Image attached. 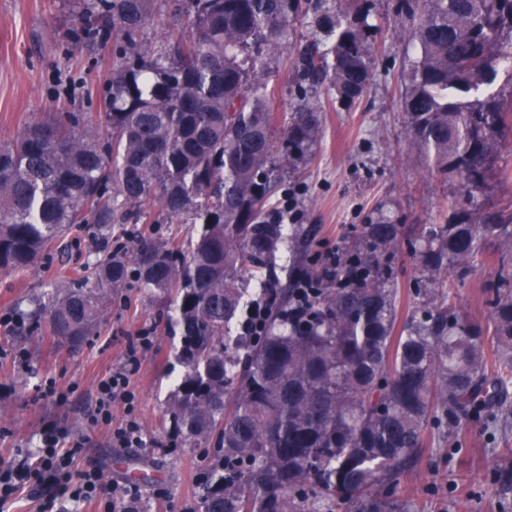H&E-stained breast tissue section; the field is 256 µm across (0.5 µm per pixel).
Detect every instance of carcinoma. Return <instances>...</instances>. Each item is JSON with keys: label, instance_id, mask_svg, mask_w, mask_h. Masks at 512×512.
<instances>
[{"label": "carcinoma", "instance_id": "cac0c4a2", "mask_svg": "<svg viewBox=\"0 0 512 512\" xmlns=\"http://www.w3.org/2000/svg\"><path fill=\"white\" fill-rule=\"evenodd\" d=\"M87 42L118 46L111 92L94 121L54 113L0 143V271L23 275L57 242L91 224L102 245L82 275L52 282L21 314L80 345L102 308L134 279L170 301L161 331L180 337L184 368L162 428L174 447L203 449L198 512H400L393 486L428 437L461 443L484 412L512 432V216L452 204L408 242L429 285L398 323L385 261L399 225L365 224L327 285L301 267L274 276L300 230L270 217L282 173L317 139L307 93L327 83L343 102L371 80L373 0H178L184 31L139 50L152 0H89ZM331 41L299 54L301 103L283 146L272 139L268 84L300 11ZM421 48L403 95L410 145L466 202L493 175L512 131V92L483 95L512 59V0H410L401 10ZM192 224L186 237L162 224ZM489 318H463L432 288L484 266ZM266 275L258 336L227 340L244 276ZM94 287H89V284Z\"/></svg>", "mask_w": 512, "mask_h": 512}]
</instances>
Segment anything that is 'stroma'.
Here are the masks:
<instances>
[{
  "label": "stroma",
  "instance_id": "35a3bbf8",
  "mask_svg": "<svg viewBox=\"0 0 512 512\" xmlns=\"http://www.w3.org/2000/svg\"><path fill=\"white\" fill-rule=\"evenodd\" d=\"M372 21L378 30L367 92L346 105L321 88L314 99L321 111L320 135L304 161L284 174L272 206L293 201L303 227L313 231L305 247L312 257L351 243L361 225L381 219L400 225L403 242L393 251L391 266L405 317L419 303L418 264L407 242L418 225L440 223L463 190L456 178L431 172L406 140L404 79L419 48L401 26L398 0H374ZM81 34L80 17L69 0H0V141L50 112L101 110L112 47L77 44ZM320 36L310 21L295 23L289 48L271 64L266 81L277 117L275 143L285 138L283 116L300 102L298 48ZM477 202L512 212V135L503 141L496 171ZM92 254L88 243L65 240L25 275L0 272V312L29 309L30 298L44 292L61 269H75ZM493 271L488 265L456 282L449 302L468 318L487 321L485 286ZM161 308L147 290L126 288L105 307L99 330L76 347L57 342L45 328L0 327V458L28 459L50 429L79 441L77 467L101 470L105 484L98 501L70 506L69 512H112V495L129 484L128 464L134 459L149 463L152 476L137 485L138 512H195L198 506L202 451L170 447L159 427L170 382L181 371L174 339L157 336L133 380L139 446L112 444L113 427L126 418L124 405L113 407L111 425L89 419L98 381L123 366L129 340L153 328ZM49 381L63 399L43 397ZM394 491L403 512H512V434L494 430L486 417H472L461 445L427 444Z\"/></svg>",
  "mask_w": 512,
  "mask_h": 512
}]
</instances>
